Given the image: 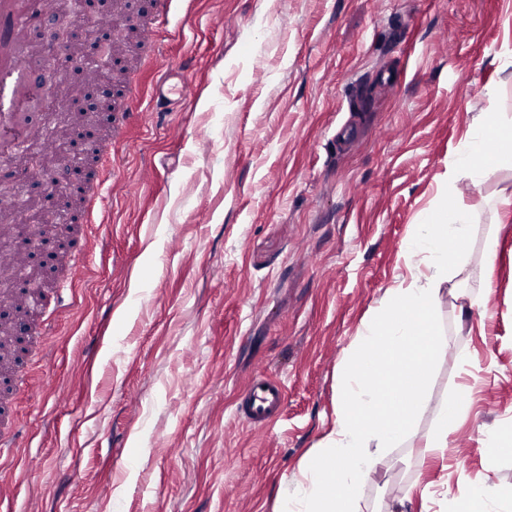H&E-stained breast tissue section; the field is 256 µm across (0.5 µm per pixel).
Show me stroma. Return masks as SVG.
<instances>
[{
  "label": "stroma",
  "instance_id": "35a3bbf8",
  "mask_svg": "<svg viewBox=\"0 0 512 512\" xmlns=\"http://www.w3.org/2000/svg\"><path fill=\"white\" fill-rule=\"evenodd\" d=\"M146 70L190 60L165 124L112 143L110 208L74 235L89 261L14 392L21 432L0 512H275L319 447L338 366L448 160L490 107L512 113V0H174ZM496 235L493 265L485 244ZM481 295L461 308L452 292ZM428 387L359 490L361 512H468L512 488V207L483 210L443 283ZM467 357L469 373L457 360ZM286 400L267 429L236 414L256 375ZM445 458L424 452L448 401ZM36 474H29V464ZM512 493L504 492L500 486L491 481L488 477L473 496V512H501V506L510 501L511 506Z\"/></svg>",
  "mask_w": 512,
  "mask_h": 512
}]
</instances>
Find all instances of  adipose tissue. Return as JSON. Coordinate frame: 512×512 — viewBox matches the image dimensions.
<instances>
[{"mask_svg": "<svg viewBox=\"0 0 512 512\" xmlns=\"http://www.w3.org/2000/svg\"><path fill=\"white\" fill-rule=\"evenodd\" d=\"M505 166H512V114L480 113L448 162L443 192L404 245L407 264L424 265L426 277L388 289L359 327L338 371L335 425L281 480L276 512H358L354 490L375 472L379 451L399 438L428 386L441 286L466 259L476 211L457 201L456 182L464 178L478 188L491 168ZM340 485L347 496H337Z\"/></svg>", "mask_w": 512, "mask_h": 512, "instance_id": "ef3b65f1", "label": "adipose tissue"}]
</instances>
